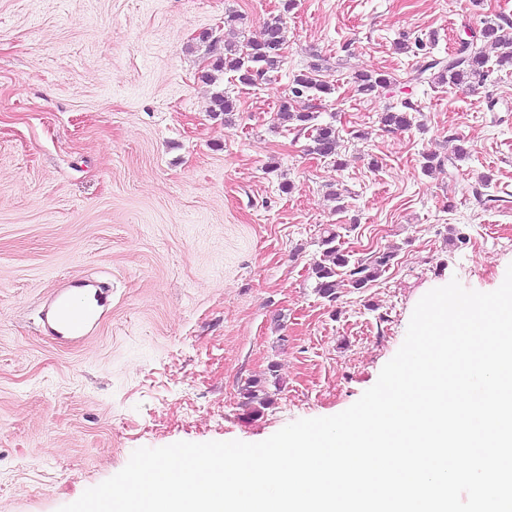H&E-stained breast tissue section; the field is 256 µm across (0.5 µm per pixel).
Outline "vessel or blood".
Wrapping results in <instances>:
<instances>
[{"mask_svg": "<svg viewBox=\"0 0 512 512\" xmlns=\"http://www.w3.org/2000/svg\"><path fill=\"white\" fill-rule=\"evenodd\" d=\"M80 282L72 281L60 288L43 313L49 335L79 339L86 336L100 319L98 310L78 297Z\"/></svg>", "mask_w": 512, "mask_h": 512, "instance_id": "b4317fda", "label": "vessel or blood"}]
</instances>
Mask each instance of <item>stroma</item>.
Instances as JSON below:
<instances>
[{"label":"stroma","instance_id":"1","mask_svg":"<svg viewBox=\"0 0 512 512\" xmlns=\"http://www.w3.org/2000/svg\"><path fill=\"white\" fill-rule=\"evenodd\" d=\"M278 5L0 0V512H58L140 447L256 443L340 413L424 292L502 284L512 68L473 88L421 82L428 56L396 44L444 57L512 22V0H296L279 68L257 87L225 82L238 110L213 117L200 34L257 39ZM320 58L334 91L314 107L339 133L340 168L275 120ZM378 70L391 86L359 93L355 73ZM404 102L410 127L383 129ZM330 229L353 258L396 257L368 288L322 298L310 266ZM80 277L108 286L99 324L49 336L46 303ZM251 379L266 405L244 397Z\"/></svg>","mask_w":512,"mask_h":512}]
</instances>
